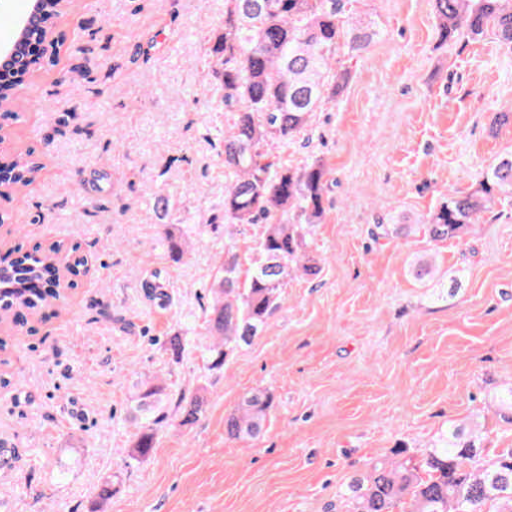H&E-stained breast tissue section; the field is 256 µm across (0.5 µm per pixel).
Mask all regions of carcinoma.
I'll return each instance as SVG.
<instances>
[{"label":"carcinoma","instance_id":"carcinoma-1","mask_svg":"<svg viewBox=\"0 0 512 512\" xmlns=\"http://www.w3.org/2000/svg\"><path fill=\"white\" fill-rule=\"evenodd\" d=\"M344 8L345 0H226L224 33L212 48L224 111L232 114L224 131V223L263 224L265 231L244 279L235 247L224 245L205 319L213 368L264 330L288 279L320 272L306 238L324 220L330 170L320 159L301 167L269 161L265 147L297 138L341 93L348 72L333 64ZM434 11L440 44L492 34L512 51V0H434ZM372 37L369 27H355L349 53L365 52ZM40 169L30 152L21 151L6 185L25 186ZM505 197L512 198V151L483 172L473 190H448L426 218L428 237L463 238ZM17 252L0 269V321L23 325L27 316L64 300L61 289L74 285L84 262L76 243ZM35 281L46 287L29 288ZM166 396L159 381L139 391L131 416L137 429L133 458L155 447L154 413ZM272 402L265 389L247 393L225 421L228 436L258 438ZM206 403L199 393L182 399L181 424L194 423ZM498 428L502 437L512 435V383L498 397ZM484 441L481 430L450 424L419 455L395 449L394 459L377 461L368 475L351 479L349 512H512V445L487 448Z\"/></svg>","mask_w":512,"mask_h":512}]
</instances>
